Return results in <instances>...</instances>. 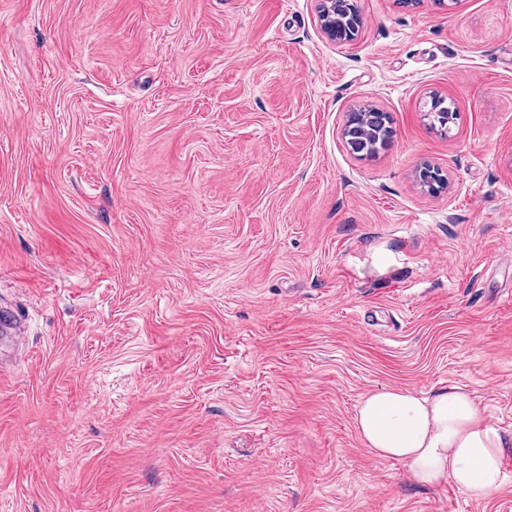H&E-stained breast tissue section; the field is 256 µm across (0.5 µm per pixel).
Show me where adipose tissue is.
<instances>
[{"label": "adipose tissue", "mask_w": 512, "mask_h": 512, "mask_svg": "<svg viewBox=\"0 0 512 512\" xmlns=\"http://www.w3.org/2000/svg\"><path fill=\"white\" fill-rule=\"evenodd\" d=\"M355 427L366 448L402 461L420 486L450 482L481 497L500 483L507 440L459 386L427 394L402 388L373 392L360 401Z\"/></svg>", "instance_id": "adipose-tissue-1"}]
</instances>
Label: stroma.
Returning <instances> with one entry per match:
<instances>
[{
  "instance_id": "obj_1",
  "label": "stroma",
  "mask_w": 512,
  "mask_h": 512,
  "mask_svg": "<svg viewBox=\"0 0 512 512\" xmlns=\"http://www.w3.org/2000/svg\"><path fill=\"white\" fill-rule=\"evenodd\" d=\"M358 6L0 0V512H512V447L474 497L354 424L457 385L512 440V0ZM347 0H320L319 1V13L321 20V27L326 36L333 42L341 43L343 41H353L355 37L358 35L360 27L362 25V20L359 14L356 17V21L354 24V34H352V39L348 40L345 38H341L336 34V27L334 25V21L336 19V7L342 3H348ZM373 118L367 124L347 126L346 136L355 144L357 152H365L373 155L375 147L380 146L381 141L391 138L392 130L389 125V117L385 112H372Z\"/></svg>"
}]
</instances>
